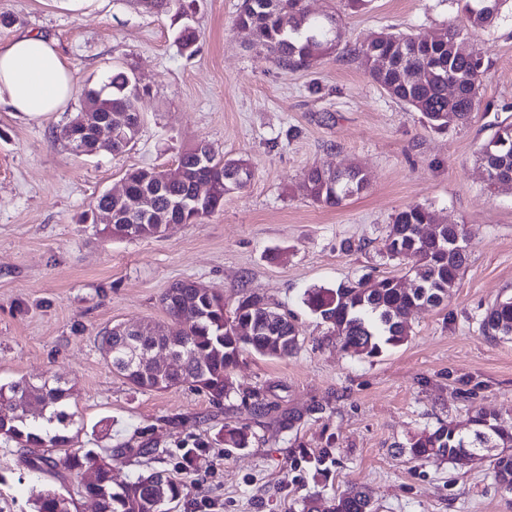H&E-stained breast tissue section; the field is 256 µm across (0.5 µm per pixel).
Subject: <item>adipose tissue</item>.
Returning <instances> with one entry per match:
<instances>
[{
	"mask_svg": "<svg viewBox=\"0 0 512 512\" xmlns=\"http://www.w3.org/2000/svg\"><path fill=\"white\" fill-rule=\"evenodd\" d=\"M74 92L52 39L27 33L0 42V106L37 118L62 110Z\"/></svg>",
	"mask_w": 512,
	"mask_h": 512,
	"instance_id": "1",
	"label": "adipose tissue"
}]
</instances>
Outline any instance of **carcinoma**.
<instances>
[{"instance_id":"obj_1","label":"carcinoma","mask_w":512,"mask_h":512,"mask_svg":"<svg viewBox=\"0 0 512 512\" xmlns=\"http://www.w3.org/2000/svg\"><path fill=\"white\" fill-rule=\"evenodd\" d=\"M149 13L188 16L193 0H138ZM471 26L490 28L501 15L505 0H460ZM236 26L249 31L253 40L266 47L273 62L285 69L306 68L335 49L341 38L334 15L315 17L305 0H243ZM367 77L393 99L421 113L435 130L465 126L479 105L480 89L487 73L482 56L467 39L450 27L445 33L426 37L412 33L384 32L353 49ZM456 97L448 98V85ZM102 95L100 111L124 112L127 122L120 135L106 144V151L119 154L136 139L140 128L138 103L149 88L125 71L83 95ZM493 134L482 144L478 160L484 166L488 184L498 185L501 169L512 172V116L493 124ZM193 145L179 159V165L199 182L208 185L203 201L194 212L182 214L170 207L185 192L184 184H163L156 197L154 221L131 226L106 224L100 233L112 239L161 237L181 224H199L224 206V197L240 191L252 178L243 159H218L197 167ZM162 172L138 168L126 173L127 198L135 201L146 178L159 182ZM368 179L357 167L312 166L305 173L300 191L313 203L336 207L363 192ZM388 259L416 258L405 277L411 286H400L396 276H362L334 288H318L307 293L311 311L329 324L331 333L348 353L361 358H377L384 350L407 341L409 315L423 303L437 306L451 297L460 274L468 265L471 251L459 224H442L430 208L411 205L399 211L388 225L384 239ZM161 303L169 317L164 324L148 323L144 344L155 356L171 351L181 354L175 365L156 362L126 368L120 362L123 336L117 326L99 332L100 350L109 359L112 371L141 391H164L187 385L221 402L230 395L229 375L245 351L269 357H283L300 348L299 330L286 313L272 307L265 298L252 293L238 302L231 314L224 312V296L217 290L201 292L193 281L181 280L164 293ZM249 325L253 334L242 336L235 325ZM482 335L495 339L512 336V296L495 301L479 319ZM72 388L57 379L34 383L25 378L0 385V438L15 445L26 456L33 472L47 470L74 473L79 477L76 494L91 503L96 512H169L180 500L184 485L177 476L161 471L163 478L150 482L138 474L117 482L116 465L125 459L146 457L153 448H85L63 457L52 449L65 447L74 436L72 415L65 405ZM498 449L488 455L483 436ZM247 432L224 426V445L243 448ZM408 454L416 461L431 458L456 463L489 460L500 488L512 491V422L493 413L479 411L466 423L441 422L410 442ZM33 512H70L72 497L53 489L33 490ZM328 512H374L371 495L362 487H352L336 497Z\"/></svg>"}]
</instances>
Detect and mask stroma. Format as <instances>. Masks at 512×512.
<instances>
[{
	"label": "stroma",
	"mask_w": 512,
	"mask_h": 512,
	"mask_svg": "<svg viewBox=\"0 0 512 512\" xmlns=\"http://www.w3.org/2000/svg\"><path fill=\"white\" fill-rule=\"evenodd\" d=\"M241 0H196L188 21L144 12L137 0H0V40L55 39L76 93L37 119L0 108V384L52 376L72 386L68 411L84 428L72 449H154L120 465L117 479L179 471L185 495L173 512H302L328 508L362 486L376 512H512V494L488 463L411 461L407 448L441 421L482 408L512 420V339L481 335L478 319L512 294V187L489 186L478 159L496 118L512 115V0L498 23L473 28L459 0H306L336 15L342 39L307 69L276 66L236 28ZM200 33L195 54L177 40ZM460 31L488 63L481 104L467 126L427 127L420 113L372 83L351 49L387 31ZM150 91L139 133L123 153L75 156L60 129L82 107L81 90L111 72ZM205 141L219 158L248 161V186L198 224L163 237L112 241L83 222L125 174L176 169ZM368 176L366 192L324 208L297 187L314 165ZM462 225L470 264L453 296L421 306L402 346L374 359L344 352L305 299L365 274L402 275L380 249L409 205ZM189 279L224 296L226 309L257 292L293 316L300 348L282 358L244 354L221 405L186 387L143 392L117 377L97 333L115 324L164 323L160 299ZM262 410H255V403ZM245 427L244 448L225 447V425ZM76 475L32 474L0 441V512H31L32 487L75 489Z\"/></svg>",
	"instance_id": "35a3bbf8"
}]
</instances>
